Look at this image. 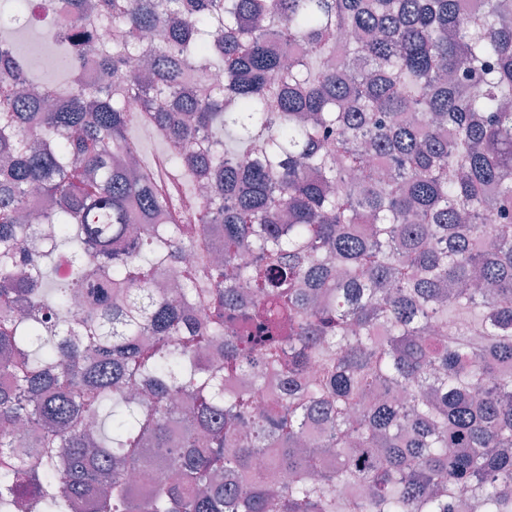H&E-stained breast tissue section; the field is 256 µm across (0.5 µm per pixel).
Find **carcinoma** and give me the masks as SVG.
<instances>
[{
    "mask_svg": "<svg viewBox=\"0 0 512 512\" xmlns=\"http://www.w3.org/2000/svg\"><path fill=\"white\" fill-rule=\"evenodd\" d=\"M456 2L31 0L66 79L0 35V512H512V0ZM138 128L210 195L172 215ZM24 53L27 57L29 67L33 71L43 70V76L52 80L62 77V75L55 70L53 64L47 66L51 54L48 46L44 45L42 48L27 46L24 48Z\"/></svg>",
    "mask_w": 512,
    "mask_h": 512,
    "instance_id": "carcinoma-1",
    "label": "carcinoma"
}]
</instances>
